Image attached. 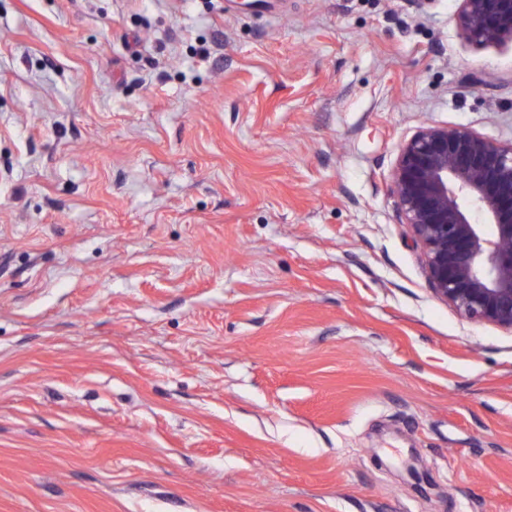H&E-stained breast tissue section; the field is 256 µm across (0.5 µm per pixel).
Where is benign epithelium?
Masks as SVG:
<instances>
[{
  "instance_id": "benign-epithelium-1",
  "label": "benign epithelium",
  "mask_w": 512,
  "mask_h": 512,
  "mask_svg": "<svg viewBox=\"0 0 512 512\" xmlns=\"http://www.w3.org/2000/svg\"><path fill=\"white\" fill-rule=\"evenodd\" d=\"M457 2L464 40L512 44V0ZM392 182L435 295L468 320L512 331V143L423 127L401 146Z\"/></svg>"
}]
</instances>
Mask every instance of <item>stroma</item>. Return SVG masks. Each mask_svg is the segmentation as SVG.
I'll list each match as a JSON object with an SVG mask.
<instances>
[{"mask_svg": "<svg viewBox=\"0 0 512 512\" xmlns=\"http://www.w3.org/2000/svg\"><path fill=\"white\" fill-rule=\"evenodd\" d=\"M512 142L457 0H0V512H512V332L391 184Z\"/></svg>", "mask_w": 512, "mask_h": 512, "instance_id": "obj_1", "label": "stroma"}]
</instances>
